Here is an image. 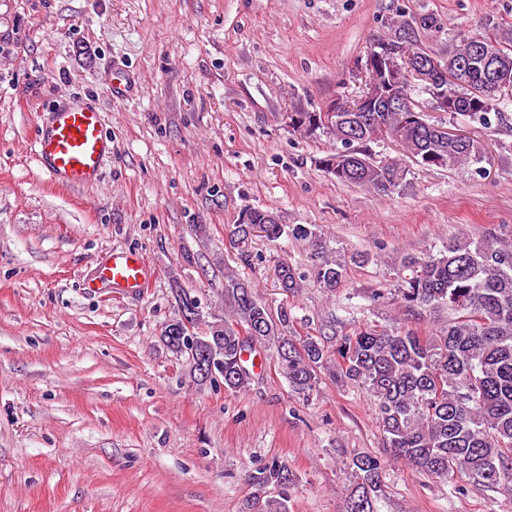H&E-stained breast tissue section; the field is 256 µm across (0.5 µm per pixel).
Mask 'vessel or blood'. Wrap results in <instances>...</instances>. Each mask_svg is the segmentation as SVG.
Returning <instances> with one entry per match:
<instances>
[{
  "instance_id": "obj_1",
  "label": "vessel or blood",
  "mask_w": 512,
  "mask_h": 512,
  "mask_svg": "<svg viewBox=\"0 0 512 512\" xmlns=\"http://www.w3.org/2000/svg\"><path fill=\"white\" fill-rule=\"evenodd\" d=\"M105 114L85 103L65 102L43 109L35 143V158L53 182L80 188L97 182L112 153L105 131ZM152 281V271L141 254L119 251L104 262L97 287L118 294H139Z\"/></svg>"
}]
</instances>
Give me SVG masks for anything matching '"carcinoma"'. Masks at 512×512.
I'll list each match as a JSON object with an SVG mask.
<instances>
[{"mask_svg":"<svg viewBox=\"0 0 512 512\" xmlns=\"http://www.w3.org/2000/svg\"><path fill=\"white\" fill-rule=\"evenodd\" d=\"M500 47L502 63L512 70V27H488ZM413 38L403 25L386 50L387 66L403 64L401 45ZM471 37L448 48L442 65L466 64L467 79L438 90L455 111L486 122L512 104L508 94L484 89L487 74L472 63ZM346 120L327 125L321 112H290L288 127L306 137L327 134L343 149L322 160L338 183L391 193L407 184L408 169L396 160L376 161L366 154L376 140L374 127L385 128L423 168H455L483 156L481 142L469 137L457 143L439 140L433 125L420 112H345ZM248 222L229 230L230 241L243 246L255 231L268 239L282 236L318 242L317 231L303 224H271V209L246 210ZM313 276L317 285L334 292L346 278L347 262L317 252ZM280 288L295 293L302 276L288 262L277 267ZM393 299L408 313L448 310V327L432 336L410 329L363 328L340 338L336 351L317 336L292 339L284 328L288 309L273 316L259 300L251 282L224 266L221 301L224 313L200 308L193 320L197 345L224 360V390L241 392L251 380L243 355L261 347L274 358L288 379L293 395L307 398L318 383V370L327 369L336 381L361 389L373 399L384 451L394 460L440 479L458 474L494 490L512 483V240L489 232L481 239L448 240L437 254L407 256L396 269ZM161 339L179 356L189 355L185 338L162 330ZM383 457L366 454L352 459L353 483L346 512H378ZM288 470L273 461L251 475L250 512H288ZM279 488L276 498L269 487Z\"/></svg>","mask_w":512,"mask_h":512,"instance_id":"1","label":"carcinoma"}]
</instances>
